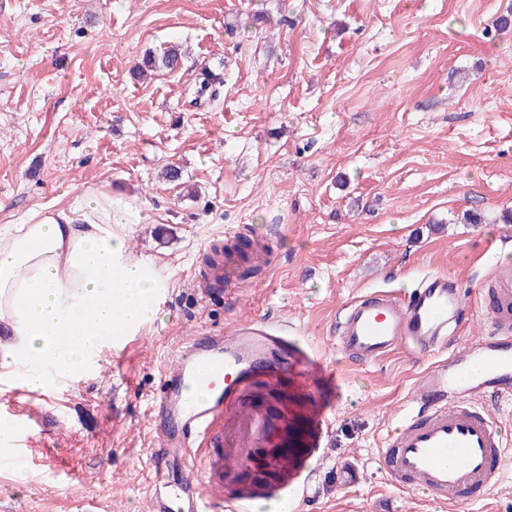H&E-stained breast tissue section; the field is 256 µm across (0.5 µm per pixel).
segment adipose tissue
Wrapping results in <instances>:
<instances>
[{"label":"adipose tissue","mask_w":512,"mask_h":512,"mask_svg":"<svg viewBox=\"0 0 512 512\" xmlns=\"http://www.w3.org/2000/svg\"><path fill=\"white\" fill-rule=\"evenodd\" d=\"M144 213L109 186L67 206L0 225V380L30 392L73 383L114 324L154 320L167 284L152 261L132 259L128 239Z\"/></svg>","instance_id":"obj_1"}]
</instances>
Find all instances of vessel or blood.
<instances>
[{"label":"vessel or blood","mask_w":512,"mask_h":512,"mask_svg":"<svg viewBox=\"0 0 512 512\" xmlns=\"http://www.w3.org/2000/svg\"><path fill=\"white\" fill-rule=\"evenodd\" d=\"M497 299L492 330L453 353L448 338L465 304L444 273L426 275L406 299L369 293L348 304L337 321V346L356 361H374L397 349L435 358L417 380L412 412L387 434L379 455L396 488L460 502L466 493L490 489L512 457L501 428L479 406L488 396L512 397V276ZM139 338L114 329V364L123 362ZM325 370L309 360L284 324L261 319L190 338L165 371L152 406L168 425L153 433L162 446L154 451L149 512H250L245 481L259 466L277 475L267 495L307 498L308 463L320 448L326 412L313 411L305 455L292 460L282 446L287 407L256 393L288 373L315 378ZM198 449L203 456L197 462Z\"/></svg>","instance_id":"vessel-or-blood-1"}]
</instances>
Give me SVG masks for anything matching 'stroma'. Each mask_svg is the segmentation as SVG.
<instances>
[{
  "instance_id": "stroma-1",
  "label": "stroma",
  "mask_w": 512,
  "mask_h": 512,
  "mask_svg": "<svg viewBox=\"0 0 512 512\" xmlns=\"http://www.w3.org/2000/svg\"><path fill=\"white\" fill-rule=\"evenodd\" d=\"M266 20L253 25L252 14ZM512 0H0V225L117 186L145 220L133 257L154 259L167 299L128 352L46 393L0 384V408L36 410L44 430L23 470L0 466V512H148L152 398L190 337L255 318L287 324L342 377V397L294 512H512V460L478 500L393 490L378 466L426 359L402 350L355 366L336 312L373 291L403 297L448 273L470 304L456 338L487 332L477 301L512 251ZM180 70L130 71L169 43ZM224 94L191 106L202 66ZM181 178L168 182L163 168ZM478 224L458 223L463 212ZM265 231L259 268L205 299L214 245ZM288 453L304 454L295 384ZM354 482L343 485V471Z\"/></svg>"
}]
</instances>
